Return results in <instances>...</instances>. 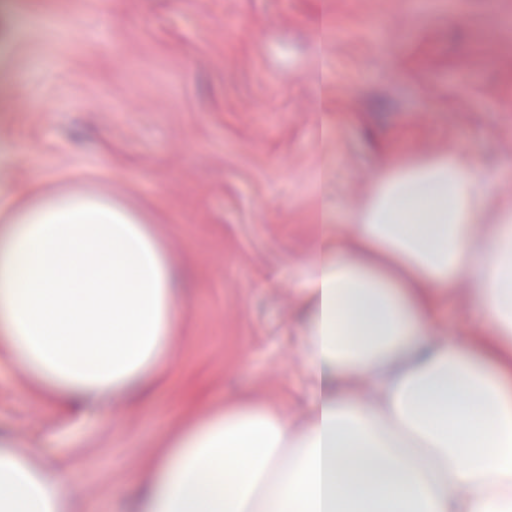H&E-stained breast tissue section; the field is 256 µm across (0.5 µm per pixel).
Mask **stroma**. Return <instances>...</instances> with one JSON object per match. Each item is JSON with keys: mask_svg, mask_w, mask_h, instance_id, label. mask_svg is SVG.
Segmentation results:
<instances>
[{"mask_svg": "<svg viewBox=\"0 0 512 512\" xmlns=\"http://www.w3.org/2000/svg\"><path fill=\"white\" fill-rule=\"evenodd\" d=\"M0 184L95 192L184 285L147 392L76 419L0 341V438L66 468L69 512H123L167 437L249 395L300 416L299 290L315 214L351 234L388 158L446 150L512 200V0H12ZM481 324L442 301L456 336Z\"/></svg>", "mask_w": 512, "mask_h": 512, "instance_id": "1", "label": "stroma"}]
</instances>
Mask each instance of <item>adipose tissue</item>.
I'll use <instances>...</instances> for the list:
<instances>
[{
  "instance_id": "1",
  "label": "adipose tissue",
  "mask_w": 512,
  "mask_h": 512,
  "mask_svg": "<svg viewBox=\"0 0 512 512\" xmlns=\"http://www.w3.org/2000/svg\"><path fill=\"white\" fill-rule=\"evenodd\" d=\"M355 234H317L292 422L251 399L173 435L130 512H512V205L463 156L378 173ZM482 326L437 339L465 277ZM177 270L94 195L40 194L0 225V336L80 414L131 393L171 332ZM65 483L0 441V512H62Z\"/></svg>"
}]
</instances>
